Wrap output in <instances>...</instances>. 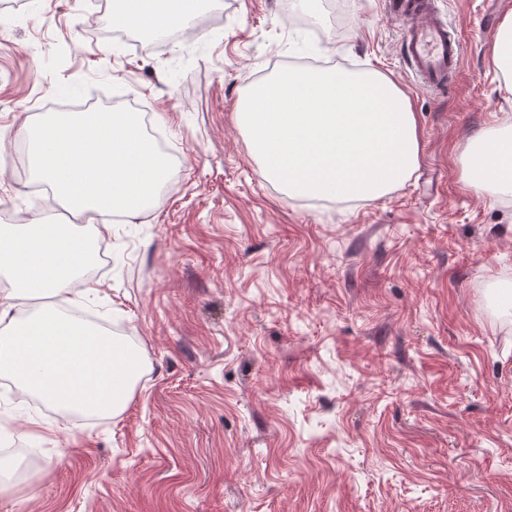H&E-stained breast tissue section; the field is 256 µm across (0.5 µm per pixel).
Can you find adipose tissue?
<instances>
[{
	"label": "adipose tissue",
	"mask_w": 512,
	"mask_h": 512,
	"mask_svg": "<svg viewBox=\"0 0 512 512\" xmlns=\"http://www.w3.org/2000/svg\"><path fill=\"white\" fill-rule=\"evenodd\" d=\"M197 0H109L114 22L142 31L185 24ZM465 183L496 198L512 197V119L473 137L462 155ZM94 253L73 222L36 219L21 229L0 226V274L11 282L0 295V377L13 379L44 401L85 414L121 412L142 369L138 351L47 304L92 291L83 271ZM41 307L12 314L28 300Z\"/></svg>",
	"instance_id": "ef3b65f1"
}]
</instances>
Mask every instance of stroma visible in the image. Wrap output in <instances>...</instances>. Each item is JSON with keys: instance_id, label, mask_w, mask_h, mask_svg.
<instances>
[{"instance_id": "1", "label": "stroma", "mask_w": 512, "mask_h": 512, "mask_svg": "<svg viewBox=\"0 0 512 512\" xmlns=\"http://www.w3.org/2000/svg\"><path fill=\"white\" fill-rule=\"evenodd\" d=\"M202 0L140 45L100 36L106 0L0 7V225L57 213L13 160L38 116L133 96L176 157L137 217L81 225L105 250L81 311L138 349L124 411L80 420L0 381V512H512V198L461 178L512 116L490 13L436 0L464 54L435 91L384 0ZM376 69L409 97L419 167L377 200L291 199L235 122L283 67Z\"/></svg>"}]
</instances>
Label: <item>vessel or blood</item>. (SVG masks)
<instances>
[{"label":"vessel or blood","instance_id":"obj_1","mask_svg":"<svg viewBox=\"0 0 512 512\" xmlns=\"http://www.w3.org/2000/svg\"><path fill=\"white\" fill-rule=\"evenodd\" d=\"M434 11V0H386L387 16L405 23L403 39L411 71L422 85L440 88L455 81L463 46L459 35Z\"/></svg>","mask_w":512,"mask_h":512}]
</instances>
